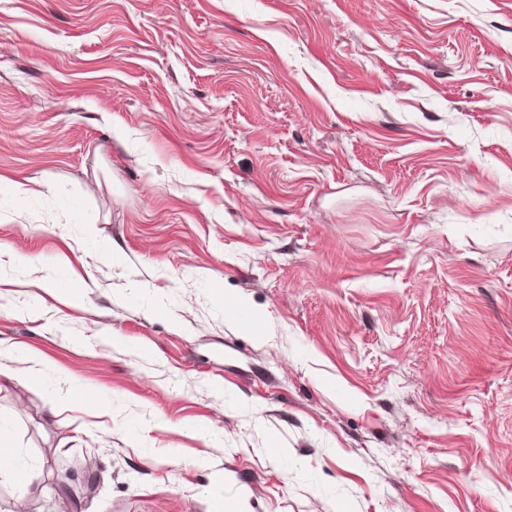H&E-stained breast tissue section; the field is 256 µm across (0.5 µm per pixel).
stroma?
<instances>
[{"label": "stroma", "instance_id": "obj_1", "mask_svg": "<svg viewBox=\"0 0 512 512\" xmlns=\"http://www.w3.org/2000/svg\"><path fill=\"white\" fill-rule=\"evenodd\" d=\"M0 175V512H512V0H0Z\"/></svg>", "mask_w": 512, "mask_h": 512}]
</instances>
